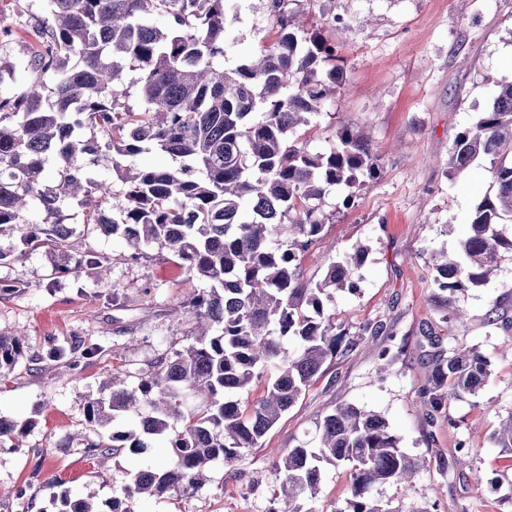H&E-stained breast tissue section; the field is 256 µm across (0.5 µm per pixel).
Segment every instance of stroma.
<instances>
[{"instance_id":"stroma-1","label":"stroma","mask_w":512,"mask_h":512,"mask_svg":"<svg viewBox=\"0 0 512 512\" xmlns=\"http://www.w3.org/2000/svg\"><path fill=\"white\" fill-rule=\"evenodd\" d=\"M297 7L342 59L341 87L313 122L310 150L326 148L349 128L378 156L373 177L326 197L330 219L322 241L301 258L304 277L317 281L325 273V244L339 255L367 246L356 293L336 292L328 304L351 342L247 455L242 476L215 463L203 488L138 499L133 508L271 512L277 454L349 402L383 415L404 452L423 461L410 487L380 485L375 498L402 512H512V461L492 443L512 414V255L502 254L483 285L450 296L436 288L432 271L436 253L457 252L474 208L493 190L487 160L453 172L448 152L495 95L497 81L512 77V0H299ZM336 17L345 28L335 29ZM231 32L237 47L227 63L233 66L267 42L266 0H244ZM83 246L111 255L109 285L87 269L53 282L42 249L19 245L0 261V283L21 286L0 296V331L21 332L25 340L23 359L0 375V417L29 425L24 437L0 443V512H54L45 487L52 479L96 502L119 494L133 461L124 454L101 461L85 456V443L100 434L86 423L84 402L110 376L136 382L196 334L175 310L203 283L176 257L153 246L132 259L122 239L101 235ZM454 309L465 313V322L450 318ZM430 334L447 352L478 348L492 371L477 397L453 402L448 414L431 419L419 407L434 367L424 343ZM63 341L102 351L65 371L44 360ZM384 347L392 362L381 377L376 353ZM450 417L456 428L448 427ZM69 435L76 439L71 448L63 445ZM461 440L476 450L463 468L455 463ZM349 496L348 469L328 467L300 508L345 512Z\"/></svg>"}]
</instances>
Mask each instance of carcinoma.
<instances>
[{"instance_id":"1","label":"carcinoma","mask_w":512,"mask_h":512,"mask_svg":"<svg viewBox=\"0 0 512 512\" xmlns=\"http://www.w3.org/2000/svg\"><path fill=\"white\" fill-rule=\"evenodd\" d=\"M287 4L268 0L270 45L226 68L239 0H46L44 15L26 19L31 40L18 66L0 62V84H21L0 95V239L17 236L31 251L50 244L55 277L90 269L101 283L112 257L82 249L81 238L117 236L133 258L156 244L209 284L176 310L197 324L192 343L133 386L111 377L108 395L85 403L86 421L109 429L85 445L88 455L139 460L121 495L97 505L52 481L56 512H132L141 496L204 486L212 463L234 467L261 446L344 342L326 301L336 290L356 292L366 248L327 259L315 283L300 258L322 237L326 195L372 176L377 158L348 128L327 150L308 149L310 118L336 93L341 67L336 48ZM134 86L137 109L128 104ZM150 153L174 165L138 163ZM480 156L496 190L475 207L460 258L435 264L434 283L450 294L483 285L500 254L512 253L511 79L455 136L448 168L462 171ZM101 162L122 192L90 176ZM70 200L82 209L79 230L62 210ZM32 210L43 218L29 220ZM77 351L55 344L44 359L68 367ZM24 354L19 336L0 332V369ZM490 375L474 348L438 351L420 391L426 420L475 395ZM255 382L263 391L252 400ZM28 427L0 417V438ZM158 440L169 448L163 459L153 457ZM493 442L512 455V417ZM326 466L349 468V512H402L369 490L408 482L418 463L383 416L338 404L312 440L274 463L272 512H301L298 501L315 494Z\"/></svg>"}]
</instances>
